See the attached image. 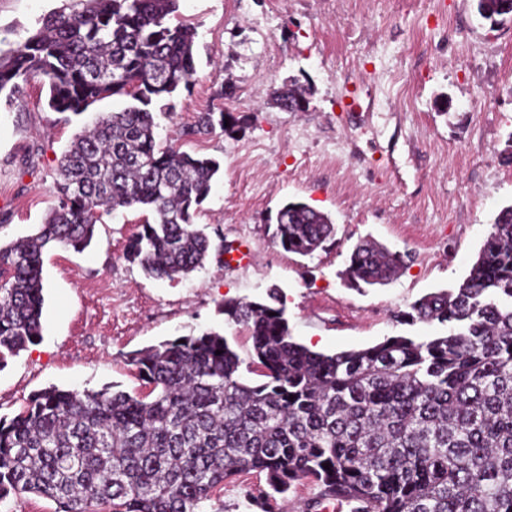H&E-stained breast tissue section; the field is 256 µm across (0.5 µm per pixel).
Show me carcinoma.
<instances>
[{
	"instance_id": "cac0c4a2",
	"label": "carcinoma",
	"mask_w": 512,
	"mask_h": 512,
	"mask_svg": "<svg viewBox=\"0 0 512 512\" xmlns=\"http://www.w3.org/2000/svg\"><path fill=\"white\" fill-rule=\"evenodd\" d=\"M176 5L83 0L0 52V93L38 77L66 121L115 95L133 100L99 114L64 150L57 204L39 230L0 245V369L41 339L45 251L85 249L104 216L153 215L125 251L150 277L204 265L211 241L193 218L221 164L157 141V113L173 111L196 75V32L171 22ZM476 6L485 20L512 19V0ZM308 104L295 81L275 98L284 112ZM243 124L230 111L200 112L185 135ZM334 236L331 218L306 203L276 214L274 237L287 252L309 255ZM405 266L403 254L366 241L345 276L382 286ZM222 311L246 328L245 353L214 331L164 340L128 354L145 395L114 383L52 386L0 416V501L34 494L55 512H206L224 482L256 472L269 490L244 508L260 512L304 480L318 488L308 512L327 500L350 512H512V205L458 287L395 315L446 325V335L325 354L294 340L275 288L266 301L226 298ZM244 364L262 380L244 382Z\"/></svg>"
}]
</instances>
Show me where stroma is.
I'll use <instances>...</instances> for the list:
<instances>
[{
	"instance_id": "1",
	"label": "stroma",
	"mask_w": 512,
	"mask_h": 512,
	"mask_svg": "<svg viewBox=\"0 0 512 512\" xmlns=\"http://www.w3.org/2000/svg\"><path fill=\"white\" fill-rule=\"evenodd\" d=\"M70 0H0V50L36 31ZM175 18L196 30V81L159 139L218 158L223 168L194 222L241 253L228 264L210 251L202 268L173 280L147 277L126 244L144 214L122 209L77 253L43 257L40 341L0 369V415L39 390L119 384L144 392L129 352L206 330L237 350L243 327L225 322L224 298L266 299L280 288L292 336L331 354L385 337L447 333L439 323L401 324L397 311L456 288L491 224L512 204V20L493 25L476 0H178ZM297 81L303 112L271 103ZM234 87L219 97L221 85ZM246 117L238 134L187 137L197 113ZM46 104L39 78L0 95V243L33 233L57 198L63 150L79 133ZM288 200L327 214L335 237L313 254L285 251L273 218ZM369 238L405 253L384 286L343 278L354 246ZM250 472L227 481L212 512H241L265 489Z\"/></svg>"
}]
</instances>
